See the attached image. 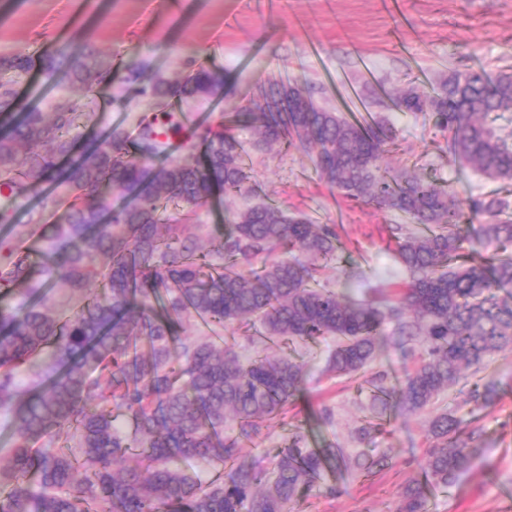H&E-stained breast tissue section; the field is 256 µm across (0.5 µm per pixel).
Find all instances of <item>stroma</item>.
<instances>
[{
  "label": "stroma",
  "mask_w": 512,
  "mask_h": 512,
  "mask_svg": "<svg viewBox=\"0 0 512 512\" xmlns=\"http://www.w3.org/2000/svg\"><path fill=\"white\" fill-rule=\"evenodd\" d=\"M85 44L111 61V83L84 97L65 74L48 77L34 70L12 84L23 107L48 112L60 100L80 101L93 116L74 132L83 142L111 127L137 128L147 105L127 80L129 66H143L153 79L182 76L194 64L222 70L226 97L185 102L181 109L209 113L206 129L232 128L250 148L257 192L225 197V221L266 202L312 223L335 225L342 248L326 281L336 292L360 297L380 289L392 297L404 287L408 276L387 227L405 217L347 201L320 180L303 152L254 149L257 130L235 125L233 114L260 84L295 80L317 103L343 113L349 110L343 85L355 84L366 112L399 131L398 146L384 154L383 167L396 171L409 164L420 177L448 182L464 201L491 191L512 201V181L491 182L449 163L446 140L432 121L389 107L398 91L431 90L450 72H512V0H405L401 16L384 12L379 0H284L276 13L245 7L243 0H0V54L22 51L38 58ZM334 346L330 338L297 346L295 355L308 373L305 391L284 416L265 422L241 452L270 465L282 436L297 426L311 448L336 447L348 457L360 450L389 455V467L372 475L341 463L326 469L323 482L336 495L308 493L299 510L394 512L405 486L426 483L429 414L388 409L382 433L358 442L353 431L368 413L369 393L359 382L324 375ZM413 364L394 337L382 333L371 371L395 382ZM486 377L497 388L493 408L476 409L456 391L434 405L480 427L483 446L456 485L429 486L424 512H512V347L493 357Z\"/></svg>",
  "instance_id": "1"
}]
</instances>
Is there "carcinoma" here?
<instances>
[{
  "label": "carcinoma",
  "instance_id": "cac0c4a2",
  "mask_svg": "<svg viewBox=\"0 0 512 512\" xmlns=\"http://www.w3.org/2000/svg\"><path fill=\"white\" fill-rule=\"evenodd\" d=\"M36 67L49 77L65 70L85 96L112 81V62L86 46L38 62L22 52L0 55V122L8 126L0 187L16 200L50 183L63 207L48 236L44 279L34 278L32 256L20 247L0 266V287L26 295L0 310V415L13 426L8 465L0 466V512H295L302 493L344 459L342 450L305 447L298 427L269 469L242 458L240 448L305 391L303 365L283 349L243 362L232 343L179 336L196 319L283 347L336 339L325 372L360 380L378 413L389 405L420 412L457 386L476 408L494 405L482 373L512 345L511 202L488 194L463 204L448 185L408 169L389 178L381 159L398 140L392 125L315 105L295 81L268 83L263 100L233 116L260 129L257 148L313 150L320 178L347 200L409 220L390 228L409 274L400 298L340 296L320 281L340 249L333 224L255 204L236 213L224 240L199 246L202 225L190 223L196 207L255 191L247 150L227 131L205 130L185 142L188 157L164 160L169 137L181 131L167 108L223 97V71L200 66L141 85L154 110L141 117L137 137L111 127L79 147L72 132L83 113L70 100L14 117L11 78ZM390 107L433 119L448 134L449 162L512 180V136L491 126V116L512 112V73H451L429 92H397ZM112 189L129 202L112 207ZM477 216L492 249L483 262L468 258L461 233ZM57 278L74 301L63 315L55 311ZM386 324L400 345H424L396 385L381 372L365 376ZM228 421L237 425L233 437L222 436ZM428 434L433 484L457 483L482 445L480 428H463L444 411L428 420ZM187 460L210 463L212 478L201 482L180 466ZM348 463L368 475L388 457L362 451ZM424 497V486L408 485L397 512H423Z\"/></svg>",
  "mask_w": 512,
  "mask_h": 512
}]
</instances>
